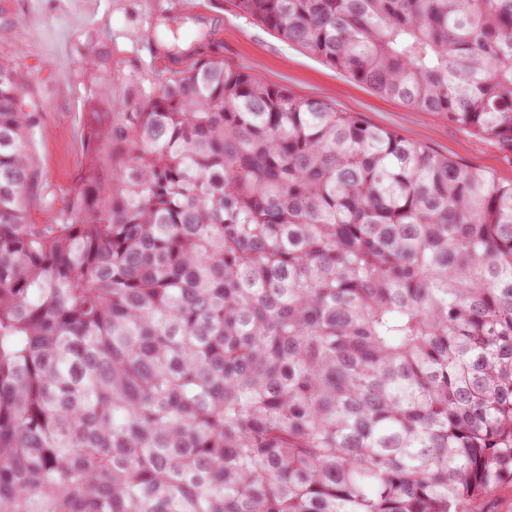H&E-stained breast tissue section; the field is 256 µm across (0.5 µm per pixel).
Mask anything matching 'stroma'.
Wrapping results in <instances>:
<instances>
[{"label":"stroma","instance_id":"stroma-1","mask_svg":"<svg viewBox=\"0 0 512 512\" xmlns=\"http://www.w3.org/2000/svg\"><path fill=\"white\" fill-rule=\"evenodd\" d=\"M179 31L170 55L157 34ZM221 58L254 77L355 112L371 125L439 155L512 181V152L442 116L376 93L300 46L240 13L234 0H0V60L43 106L29 136L40 181L28 216L59 223L85 170L84 139L95 112L122 111L132 90H151L168 71Z\"/></svg>","mask_w":512,"mask_h":512}]
</instances>
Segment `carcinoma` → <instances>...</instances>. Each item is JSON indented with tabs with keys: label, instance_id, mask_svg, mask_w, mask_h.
Here are the masks:
<instances>
[{
	"label": "carcinoma",
	"instance_id": "1",
	"mask_svg": "<svg viewBox=\"0 0 512 512\" xmlns=\"http://www.w3.org/2000/svg\"><path fill=\"white\" fill-rule=\"evenodd\" d=\"M512 149V0H235ZM0 62L3 512H476L512 484V182L203 60L58 224Z\"/></svg>",
	"mask_w": 512,
	"mask_h": 512
}]
</instances>
